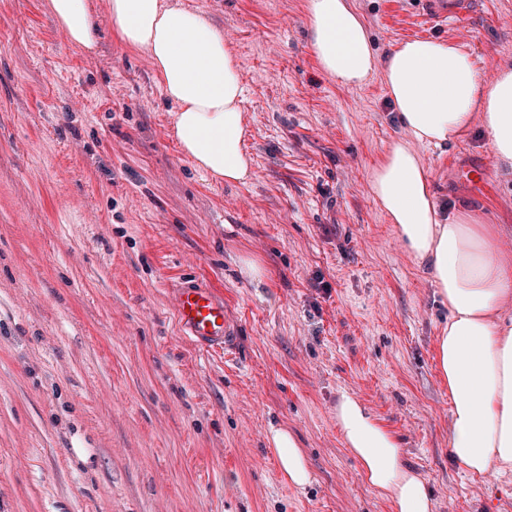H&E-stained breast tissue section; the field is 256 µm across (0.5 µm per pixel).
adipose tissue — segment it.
<instances>
[{"label":"adipose tissue","instance_id":"1","mask_svg":"<svg viewBox=\"0 0 512 512\" xmlns=\"http://www.w3.org/2000/svg\"><path fill=\"white\" fill-rule=\"evenodd\" d=\"M70 42L94 49L97 26L88 0H51ZM311 44L323 70L346 85L383 69L409 140L392 144L373 170L370 188L396 224L405 249L425 265L448 304L437 358L451 399L448 449L468 473L512 471V252L497 225L465 211L440 214L418 149L440 146L480 122L492 153L512 161V69L484 86L470 57L436 40H412L385 57L372 50L364 24L345 0H307ZM120 39L146 51L166 96L176 104L175 137L194 167L225 183L245 182L251 159L238 64L223 34L201 13L163 0H108ZM336 423L364 481L395 512H432L422 477L403 461L400 440L349 393L336 403ZM269 441L285 478L312 481L293 434L271 427Z\"/></svg>","mask_w":512,"mask_h":512}]
</instances>
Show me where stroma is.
Segmentation results:
<instances>
[{"label": "stroma", "mask_w": 512, "mask_h": 512, "mask_svg": "<svg viewBox=\"0 0 512 512\" xmlns=\"http://www.w3.org/2000/svg\"><path fill=\"white\" fill-rule=\"evenodd\" d=\"M180 2L239 59L245 182L183 154L175 104L105 0H89L91 54L50 0H0V512H394L336 425L344 392L400 439L433 512H512V474L449 453L448 307L370 191L406 135L383 72L358 87L324 73L306 0ZM346 2L378 55L433 39L485 83L512 68V0H472L459 26L425 25L418 0ZM421 155L438 210L488 216L512 250V162L480 123ZM477 166L490 194L461 179ZM186 284L223 300L231 351L183 334ZM273 425L310 485L285 479ZM269 442L274 448L285 478L303 488L312 481L307 459L298 447L294 435L285 427L271 426Z\"/></svg>", "instance_id": "stroma-1"}]
</instances>
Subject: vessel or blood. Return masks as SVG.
Segmentation results:
<instances>
[{"mask_svg":"<svg viewBox=\"0 0 512 512\" xmlns=\"http://www.w3.org/2000/svg\"><path fill=\"white\" fill-rule=\"evenodd\" d=\"M471 0H426L424 19L435 23L449 20L465 23ZM176 315L187 335L210 349L229 348L232 336L224 318V304L206 288L188 286L180 289Z\"/></svg>","mask_w":512,"mask_h":512,"instance_id":"vessel-or-blood-1","label":"vessel or blood"}]
</instances>
